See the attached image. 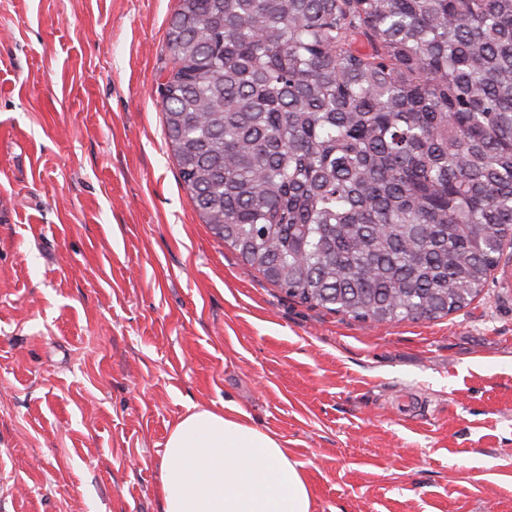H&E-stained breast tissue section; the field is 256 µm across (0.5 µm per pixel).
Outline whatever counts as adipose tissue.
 Wrapping results in <instances>:
<instances>
[{
    "label": "adipose tissue",
    "mask_w": 512,
    "mask_h": 512,
    "mask_svg": "<svg viewBox=\"0 0 512 512\" xmlns=\"http://www.w3.org/2000/svg\"><path fill=\"white\" fill-rule=\"evenodd\" d=\"M160 494L162 512H312L305 475L276 435L210 409L170 431Z\"/></svg>",
    "instance_id": "obj_1"
}]
</instances>
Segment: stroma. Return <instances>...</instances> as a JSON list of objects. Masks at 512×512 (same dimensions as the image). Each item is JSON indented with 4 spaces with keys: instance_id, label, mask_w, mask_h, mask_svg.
Here are the masks:
<instances>
[{
    "instance_id": "obj_1",
    "label": "stroma",
    "mask_w": 512,
    "mask_h": 512,
    "mask_svg": "<svg viewBox=\"0 0 512 512\" xmlns=\"http://www.w3.org/2000/svg\"><path fill=\"white\" fill-rule=\"evenodd\" d=\"M178 0H0V512H160L169 431L242 413L314 512H512V249L444 318L291 300L193 209Z\"/></svg>"
}]
</instances>
